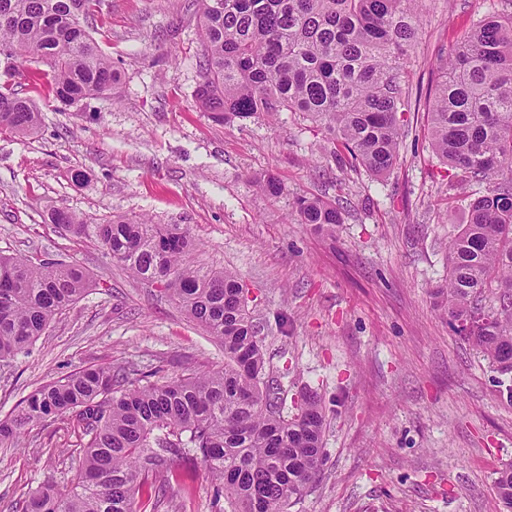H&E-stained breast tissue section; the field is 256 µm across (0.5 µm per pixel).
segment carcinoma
Masks as SVG:
<instances>
[{
	"label": "carcinoma",
	"instance_id": "obj_1",
	"mask_svg": "<svg viewBox=\"0 0 512 512\" xmlns=\"http://www.w3.org/2000/svg\"><path fill=\"white\" fill-rule=\"evenodd\" d=\"M417 0H199L202 53L196 99L224 121L300 112L321 124L337 163L380 176L395 165L405 130L397 114ZM99 0H0V130L29 135L41 110L10 85L18 65L64 106L112 95L122 72L83 26ZM433 153L485 193L448 246V324L512 375V15L474 25L429 89ZM302 224L335 232L336 206L300 198ZM51 221L93 230L112 261L160 283L161 292L224 347V369L176 377L90 367L46 384L0 419V443L63 417L87 437L73 476L29 493L22 512H156L164 488L184 482L176 458L211 478V512H288L319 475L325 412L305 391L288 414V390L270 378L261 329L236 273L189 260L197 243L181 224L114 215L89 226L63 208ZM96 282L81 267L0 254V362L29 353L57 314ZM497 305L487 308L486 292ZM497 495L512 512V465Z\"/></svg>",
	"mask_w": 512,
	"mask_h": 512
}]
</instances>
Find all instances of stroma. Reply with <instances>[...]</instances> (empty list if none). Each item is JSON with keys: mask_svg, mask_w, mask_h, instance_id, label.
I'll return each mask as SVG.
<instances>
[{"mask_svg": "<svg viewBox=\"0 0 512 512\" xmlns=\"http://www.w3.org/2000/svg\"><path fill=\"white\" fill-rule=\"evenodd\" d=\"M512 0H420L405 90L435 83L441 59ZM122 72L114 96L59 108L38 102L34 134L0 131V253L59 259L96 285L52 322L27 357L0 365V419L41 386L90 366H160L166 376L219 370L224 349L158 284L132 276L90 236L49 220L50 207L89 224L115 214L187 227L195 264L235 272L262 327L264 353L289 394L325 407L319 480L289 512H502L494 481L512 465V402L499 374L451 331L436 295L448 241L479 185L429 148L426 111L406 112L399 158L381 177L337 167L323 128L296 112L218 122L195 99L201 52L195 0H101L87 25ZM273 174L271 197L257 177ZM336 204L334 235L299 223L296 198ZM83 440L51 419L0 443V512L63 481ZM170 484L159 512H210L211 478Z\"/></svg>", "mask_w": 512, "mask_h": 512, "instance_id": "1", "label": "stroma"}]
</instances>
